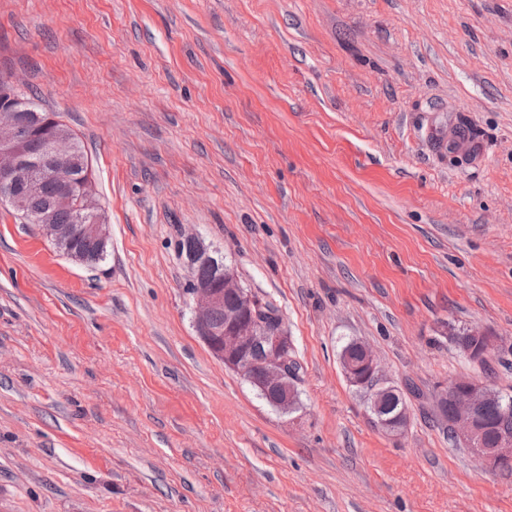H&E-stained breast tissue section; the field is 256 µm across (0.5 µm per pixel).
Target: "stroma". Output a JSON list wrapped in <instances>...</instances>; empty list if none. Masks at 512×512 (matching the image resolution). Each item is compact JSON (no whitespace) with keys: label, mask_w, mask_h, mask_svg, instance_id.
Returning a JSON list of instances; mask_svg holds the SVG:
<instances>
[{"label":"stroma","mask_w":512,"mask_h":512,"mask_svg":"<svg viewBox=\"0 0 512 512\" xmlns=\"http://www.w3.org/2000/svg\"><path fill=\"white\" fill-rule=\"evenodd\" d=\"M1 76L78 134L110 241L0 206V512H512L434 411L512 394V0H0ZM188 233L278 307L293 412L196 335ZM458 336L457 347L472 361L480 362L499 347L497 336L479 329H470ZM350 344L360 352V356L354 358L346 349L341 353V363L348 382L366 394L376 425L387 433L398 434L407 422L406 408L402 407L396 412L388 413L385 409L391 411L395 404L393 405L392 399H388L384 406V400L387 397H399L401 392L395 386H385L381 383L377 360L367 345L359 340Z\"/></svg>","instance_id":"obj_1"}]
</instances>
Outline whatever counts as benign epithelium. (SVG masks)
<instances>
[{
  "mask_svg": "<svg viewBox=\"0 0 512 512\" xmlns=\"http://www.w3.org/2000/svg\"><path fill=\"white\" fill-rule=\"evenodd\" d=\"M29 103L21 85L11 77H0V202L29 216L41 233L66 256L74 257L73 243L89 239L100 251L109 240L108 225L93 198L91 179L74 180L75 165L91 168V162L77 157L70 129L51 117L33 122L28 118ZM34 145L47 154L45 163L37 168L26 164L24 154ZM54 182L61 193L48 206L33 209L30 201L38 198L45 183ZM79 195L73 223H54L59 207L72 205V196ZM191 245L185 258L188 269L200 263L216 268L212 280H190L189 294L194 301V327L197 335L224 366L241 375L272 407L286 412L297 393L290 369L291 340L281 320L265 317L264 303L244 288L234 270L218 259L195 234L184 236ZM233 294L236 301L227 304L224 297ZM224 311V325L213 322L214 314ZM351 346L360 352L357 358L348 351L341 353V363L348 382L363 391L374 422L383 431L399 433L407 422L406 408L389 413L384 400L400 396L398 388L381 383L380 369L371 349L359 340ZM457 347L472 361H481L498 349V337L479 329L460 334ZM504 395L490 385L467 378L448 384L435 397L438 403L452 404L451 412L442 417L445 428L455 440L466 447L488 470H499L512 463V429L498 430L497 443L484 446L487 422L479 412L488 403L501 406L505 415L512 413V396Z\"/></svg>",
  "mask_w": 512,
  "mask_h": 512,
  "instance_id": "7a95c632",
  "label": "benign epithelium"
}]
</instances>
